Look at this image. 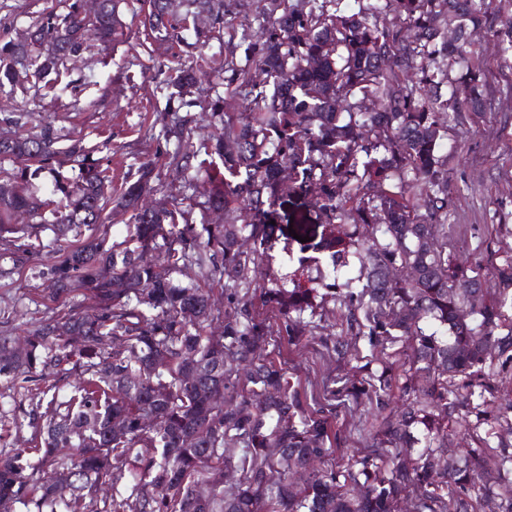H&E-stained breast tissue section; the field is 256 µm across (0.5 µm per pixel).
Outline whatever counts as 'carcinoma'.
Returning <instances> with one entry per match:
<instances>
[{
  "mask_svg": "<svg viewBox=\"0 0 512 512\" xmlns=\"http://www.w3.org/2000/svg\"><path fill=\"white\" fill-rule=\"evenodd\" d=\"M139 2L146 35L179 48L165 107L185 115L162 126L176 141L168 164L192 190L204 171L208 189L145 210L162 193L149 163L114 184L81 142L57 147L50 124L0 139V156L21 163L0 176V240L19 271L58 253L38 275L60 306L23 354L0 342V378L30 393L14 423L32 430L0 456V512H512V400L493 382L494 365L512 366V257L485 274L448 247L443 147L485 106L464 33L492 32L509 68L512 13L495 30L487 0H269L252 30L224 0H186L181 13ZM117 4L91 18L60 0L24 41L0 44V85L55 91L88 35L106 48L126 36ZM214 40L243 59L210 69ZM209 69L244 109L213 103L200 150L192 88ZM41 176L44 198L29 189ZM286 204L285 223H271ZM197 206L224 223H194ZM45 212L51 240L16 223ZM126 214L119 241L104 225ZM291 228L310 242L274 258ZM188 265L200 281L176 280ZM76 288L92 301L82 313L64 309ZM275 333L320 336L353 376L302 386L268 350ZM364 348L382 354L377 368ZM349 400L374 423L346 459L332 421Z\"/></svg>",
  "mask_w": 512,
  "mask_h": 512,
  "instance_id": "1",
  "label": "carcinoma"
}]
</instances>
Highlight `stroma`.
I'll return each mask as SVG.
<instances>
[{"instance_id": "35a3bbf8", "label": "stroma", "mask_w": 512, "mask_h": 512, "mask_svg": "<svg viewBox=\"0 0 512 512\" xmlns=\"http://www.w3.org/2000/svg\"><path fill=\"white\" fill-rule=\"evenodd\" d=\"M59 0H0V30L16 32ZM136 0H124L120 16L131 31L129 39L101 51L88 41L82 60L70 66L72 78L83 86L80 97L62 90L58 99L36 89L0 86V110L25 113L22 125L0 123V136L28 135L52 123L61 146L82 141L99 151L114 180L136 172L153 160L157 149L155 105L161 101L164 74L151 62L170 56L168 45L147 40L132 19ZM485 71L484 111L468 114L466 121L448 131V221L454 224V251L466 265L486 261L485 246L498 257L512 256V70L500 67L498 46L492 35L476 40ZM111 149H100L104 137ZM41 280L14 272L8 257L0 256V336L23 337L52 317L43 297ZM279 358L294 369L302 382L322 384L347 374L317 341L280 347Z\"/></svg>"}]
</instances>
